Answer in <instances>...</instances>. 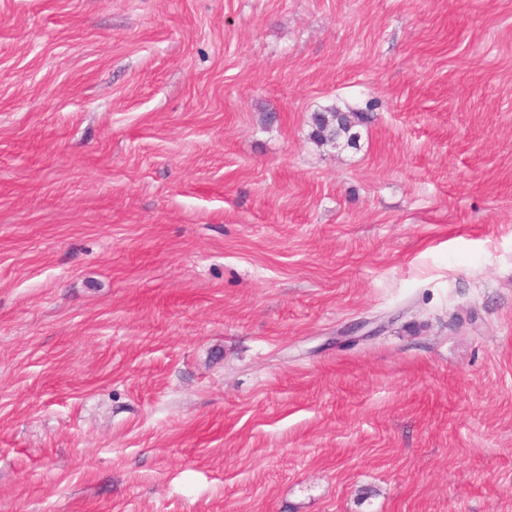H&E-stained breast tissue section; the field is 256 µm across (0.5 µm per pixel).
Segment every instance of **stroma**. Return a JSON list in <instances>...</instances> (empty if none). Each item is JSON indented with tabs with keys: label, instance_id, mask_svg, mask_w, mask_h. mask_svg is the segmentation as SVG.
<instances>
[{
	"label": "stroma",
	"instance_id": "stroma-1",
	"mask_svg": "<svg viewBox=\"0 0 512 512\" xmlns=\"http://www.w3.org/2000/svg\"><path fill=\"white\" fill-rule=\"evenodd\" d=\"M0 512H512V0H0ZM369 120L367 112L347 111L332 107L314 115L312 138L318 144L339 143L346 141L347 145H356L359 133L355 128Z\"/></svg>",
	"mask_w": 512,
	"mask_h": 512
}]
</instances>
